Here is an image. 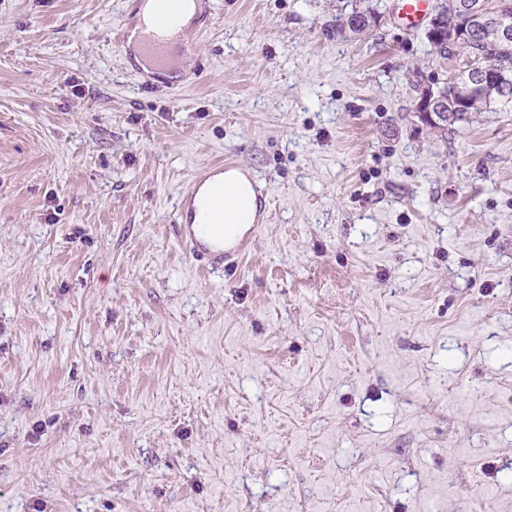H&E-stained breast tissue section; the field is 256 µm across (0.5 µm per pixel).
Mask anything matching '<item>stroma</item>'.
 Listing matches in <instances>:
<instances>
[{
  "label": "stroma",
  "mask_w": 512,
  "mask_h": 512,
  "mask_svg": "<svg viewBox=\"0 0 512 512\" xmlns=\"http://www.w3.org/2000/svg\"><path fill=\"white\" fill-rule=\"evenodd\" d=\"M373 0H202L164 67L127 0H0V512H512V111L440 135ZM230 157L239 266L174 224ZM370 11L353 10L352 14L336 15V36H344L349 33L356 34L364 31L367 27V14ZM203 169L205 174L195 175L182 192L176 220L178 237L186 252L202 267L231 271L250 249L259 224H264L267 193L254 172L236 162L219 161ZM213 169L224 171V175L215 177L223 178L224 183L207 184L209 176L206 173ZM246 181L254 195V209L252 193ZM223 197L222 203L213 207L211 218L218 220L224 213V224H237L229 233L242 234L248 229L244 234L228 237L223 232L217 235L209 224L198 220L208 200Z\"/></svg>",
  "instance_id": "obj_1"
}]
</instances>
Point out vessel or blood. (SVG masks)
I'll return each instance as SVG.
<instances>
[{
    "label": "vessel or blood",
    "instance_id": "vessel-or-blood-1",
    "mask_svg": "<svg viewBox=\"0 0 512 512\" xmlns=\"http://www.w3.org/2000/svg\"><path fill=\"white\" fill-rule=\"evenodd\" d=\"M430 12V0H398L397 19L408 30L415 31L422 27ZM143 54L156 64H167L170 59V46L164 30H157L141 42ZM217 169L224 172L240 173L248 182L254 195V221L241 235L226 236L215 234L210 225L199 218L208 200L224 196L223 184L208 182L206 175H195L184 189L176 224L178 237L186 252L202 267L224 269L237 267L246 255L264 221L267 207V193L261 186L253 171L241 167L233 161H220Z\"/></svg>",
    "mask_w": 512,
    "mask_h": 512
}]
</instances>
